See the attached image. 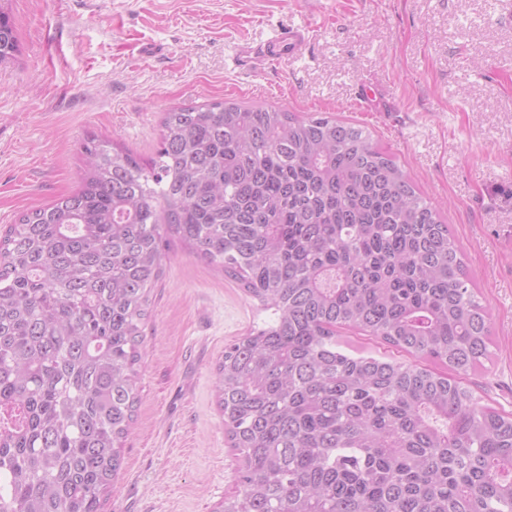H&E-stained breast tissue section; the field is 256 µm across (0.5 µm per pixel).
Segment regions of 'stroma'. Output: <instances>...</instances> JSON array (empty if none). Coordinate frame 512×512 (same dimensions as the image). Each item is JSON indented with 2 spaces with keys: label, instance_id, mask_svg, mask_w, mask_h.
<instances>
[{
  "label": "stroma",
  "instance_id": "obj_1",
  "mask_svg": "<svg viewBox=\"0 0 512 512\" xmlns=\"http://www.w3.org/2000/svg\"><path fill=\"white\" fill-rule=\"evenodd\" d=\"M0 230L76 189L90 135L155 156L173 107L229 99L370 131L441 208L492 320L480 404L512 412V0H0ZM300 57L243 70L235 48L300 18ZM376 89L380 107L355 100ZM141 400L102 512H215L239 460L216 405L224 349L264 318L240 283L170 246ZM19 51V42L13 24L0 11V63L13 59Z\"/></svg>",
  "mask_w": 512,
  "mask_h": 512
}]
</instances>
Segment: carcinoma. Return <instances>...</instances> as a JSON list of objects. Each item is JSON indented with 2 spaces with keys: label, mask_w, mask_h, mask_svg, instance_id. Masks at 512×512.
I'll list each match as a JSON object with an SVG mask.
<instances>
[{
  "label": "carcinoma",
  "mask_w": 512,
  "mask_h": 512,
  "mask_svg": "<svg viewBox=\"0 0 512 512\" xmlns=\"http://www.w3.org/2000/svg\"><path fill=\"white\" fill-rule=\"evenodd\" d=\"M18 51L0 11V63ZM81 151L79 188L0 234V512H100L172 239L272 311L216 367L239 455L216 512H512V412L465 385L489 312L369 132L219 100L165 113L148 164ZM342 329L451 374L352 353Z\"/></svg>",
  "instance_id": "1"
}]
</instances>
